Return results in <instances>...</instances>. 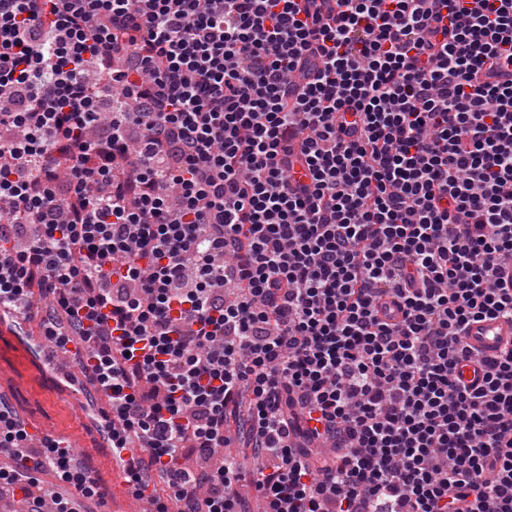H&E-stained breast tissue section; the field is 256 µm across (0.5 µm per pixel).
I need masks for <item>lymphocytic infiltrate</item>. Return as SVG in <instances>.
Instances as JSON below:
<instances>
[{"label":"lymphocytic infiltrate","mask_w":512,"mask_h":512,"mask_svg":"<svg viewBox=\"0 0 512 512\" xmlns=\"http://www.w3.org/2000/svg\"><path fill=\"white\" fill-rule=\"evenodd\" d=\"M508 261L512 0H0V307L154 512H512ZM26 427L1 494L104 501ZM512 337V323L503 319H484L471 324L465 342L486 354L498 351L503 341Z\"/></svg>","instance_id":"obj_1"}]
</instances>
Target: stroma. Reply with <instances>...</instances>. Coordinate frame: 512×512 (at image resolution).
<instances>
[{
	"label": "stroma",
	"mask_w": 512,
	"mask_h": 512,
	"mask_svg": "<svg viewBox=\"0 0 512 512\" xmlns=\"http://www.w3.org/2000/svg\"><path fill=\"white\" fill-rule=\"evenodd\" d=\"M0 393L8 396L35 428L72 438L89 470L103 479L110 491L106 503L92 504V512H125V478L113 470L110 451L85 418L76 396L43 373L32 349L6 329H0Z\"/></svg>",
	"instance_id": "35a3bbf8"
}]
</instances>
